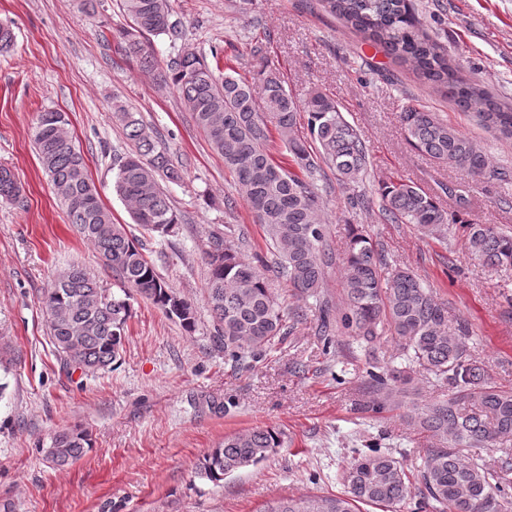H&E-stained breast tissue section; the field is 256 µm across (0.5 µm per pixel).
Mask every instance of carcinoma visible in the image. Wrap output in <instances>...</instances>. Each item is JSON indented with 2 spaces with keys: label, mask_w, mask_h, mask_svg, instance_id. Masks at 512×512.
<instances>
[{
  "label": "carcinoma",
  "mask_w": 512,
  "mask_h": 512,
  "mask_svg": "<svg viewBox=\"0 0 512 512\" xmlns=\"http://www.w3.org/2000/svg\"><path fill=\"white\" fill-rule=\"evenodd\" d=\"M318 4L394 59L411 64L425 82L445 90L448 100L478 126L512 139V107L498 102L449 63L445 49L423 28L412 0H318ZM121 7L131 21L116 34L125 55L159 84L180 92L196 127L224 160L238 194L263 227L277 273L297 296L324 309L333 255L320 208L318 175L325 165L345 186L363 180L369 159L358 130L337 101L318 89L297 100L276 69L264 67L250 81L230 73L219 79L206 57L190 48L181 49L161 67L149 37L177 32L171 0H122ZM258 96L263 99L262 112L256 108ZM113 110L130 146L112 155L115 192L134 223L165 237L181 220L161 181H178L179 170L140 113L118 102ZM302 112L315 149L295 137ZM400 119L406 140L418 153L454 165L472 181L494 172L474 141L436 113L409 105ZM274 131L288 153L285 165L269 151ZM34 142L43 170L67 207L70 224L121 280L117 294L73 264L43 290L41 307L63 368L76 367L86 374L112 368L123 349L133 291L177 320L186 332H193V304L168 286L146 259L142 241L126 225L114 223L101 203L84 156L73 144L66 115L39 113ZM381 196L388 220L447 239L455 218L435 196L405 181L383 184ZM0 199L13 203L22 199L12 170L2 164ZM466 228L467 249L475 258L489 267L512 266V234L491 224L469 223ZM236 233L234 225L226 224L224 231L208 237L203 256L208 270L205 300L224 363L250 369L287 335V327L278 295L233 244ZM382 265L368 239L354 234L343 268L345 309L340 317L352 341L348 351L353 354L358 349L373 358L388 330L401 342L404 362L400 367L371 363L367 375L373 399L364 411L381 412L404 392L418 367L448 387V398L416 405L411 416L443 446L428 450L412 479L390 452L357 450L343 473L344 493L285 498L266 512H360L362 505L394 508L414 496L419 512L428 507L433 512H512V485L506 483L512 471V448L507 446L512 442V391L494 385L487 370L471 359L466 322L449 327L448 307L415 274L398 267L384 278ZM282 446V433L272 427L226 436L204 454L197 474L220 482L228 474L260 464ZM90 448L87 430L66 427L52 434L44 457L51 466L63 468ZM476 448L497 449V462H487L474 452Z\"/></svg>",
  "instance_id": "obj_1"
}]
</instances>
